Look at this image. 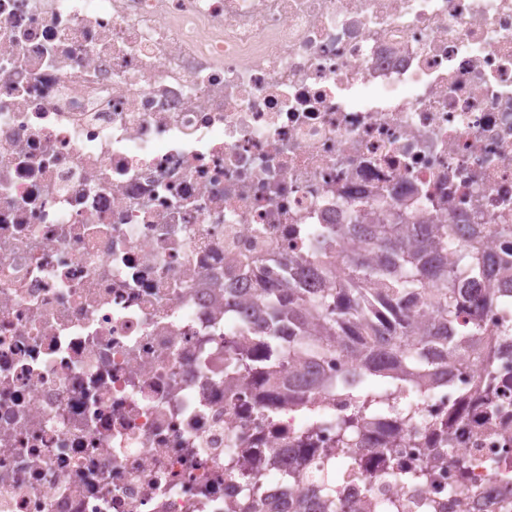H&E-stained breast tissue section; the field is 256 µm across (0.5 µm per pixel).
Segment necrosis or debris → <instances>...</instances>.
Wrapping results in <instances>:
<instances>
[{
	"mask_svg": "<svg viewBox=\"0 0 512 512\" xmlns=\"http://www.w3.org/2000/svg\"><path fill=\"white\" fill-rule=\"evenodd\" d=\"M331 224H512V0H0V512L300 494L336 434L224 333ZM387 392L353 512H512L511 350ZM448 447H452L448 444ZM438 448L435 453V459L429 464H425L416 468L403 470V474H400L401 478L409 483L410 485L428 487L431 481L432 468L438 464L441 460L447 458L448 454L451 453L452 448Z\"/></svg>",
	"mask_w": 512,
	"mask_h": 512,
	"instance_id": "4bbe7bcc",
	"label": "necrosis or debris"
}]
</instances>
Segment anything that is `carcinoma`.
<instances>
[{
  "label": "carcinoma",
  "mask_w": 512,
  "mask_h": 512,
  "mask_svg": "<svg viewBox=\"0 0 512 512\" xmlns=\"http://www.w3.org/2000/svg\"><path fill=\"white\" fill-rule=\"evenodd\" d=\"M340 240L355 236L363 241L356 250H338L331 261L333 282L326 288H280L266 282L254 301L255 319L249 323L260 333L267 350L277 346L279 323H288V357L272 363L249 353L243 339H228L240 357L224 367L225 381L240 376H260L288 381V387L324 386L317 377V359L329 347L350 359L352 379L340 387L354 393L357 410L336 418L338 448L324 469L288 476L307 478L325 500L323 512H348V504L337 498L336 475L356 470L353 434L366 418L383 409L370 384L374 377L406 378L412 386L428 388L448 380V368L478 349L495 344L512 347V327L489 334L476 315L458 322L463 311L461 273L473 280L488 281L483 258L485 236L512 237L511 224H484L464 252H458L447 224H338ZM325 259H288L284 268L288 281L322 279ZM424 316L425 336L415 341L408 336L410 323ZM295 408L310 422L306 438L324 424L316 403L298 402ZM451 453L436 450L435 459L412 469L401 478L415 486L430 484L432 468Z\"/></svg>",
  "instance_id": "obj_1"
}]
</instances>
